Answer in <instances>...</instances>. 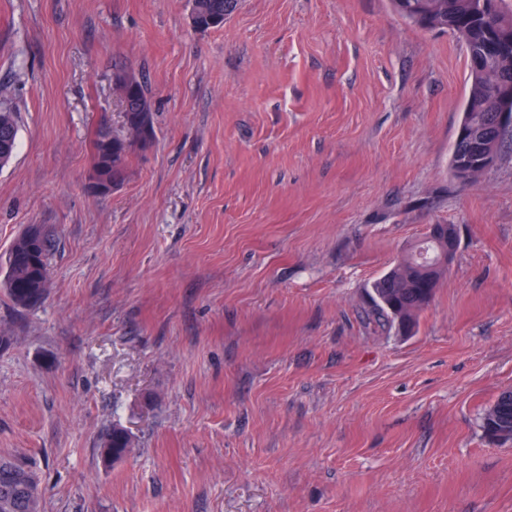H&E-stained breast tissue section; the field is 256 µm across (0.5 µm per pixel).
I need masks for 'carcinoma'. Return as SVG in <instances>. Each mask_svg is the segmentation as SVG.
<instances>
[{"label": "carcinoma", "instance_id": "cac0c4a2", "mask_svg": "<svg viewBox=\"0 0 512 512\" xmlns=\"http://www.w3.org/2000/svg\"><path fill=\"white\" fill-rule=\"evenodd\" d=\"M396 12L428 30H444L456 34L465 45L468 56V90L462 114L469 120L484 115L480 98L495 89L512 84V72L501 75L500 83L484 82L481 67L487 59L506 49L512 53V11L504 0H493L494 8L485 11L479 0H391ZM237 6V0H194L195 29L208 31L224 25V17ZM127 135L102 133L93 146L91 181L119 184L133 148L142 141H152L155 135L152 103L145 81L135 79L133 98L129 100ZM18 117L12 102L0 98V143L8 145L6 161H11L17 149ZM435 243L421 244L394 262L390 270L374 281L372 288L379 295L375 301L378 318L394 324L395 307L416 323L421 311L431 302L435 288L445 276L424 263L427 256L437 255ZM49 233L38 227L33 238L20 234L8 254L10 280L0 286L13 304L22 309L37 307L47 295L49 269L47 256ZM494 425L503 432L512 431V390L501 392L482 416V429ZM133 449L131 436L114 427L107 433L103 450L107 460L118 459ZM39 483L36 473L26 467L0 459V512H38Z\"/></svg>", "mask_w": 512, "mask_h": 512}]
</instances>
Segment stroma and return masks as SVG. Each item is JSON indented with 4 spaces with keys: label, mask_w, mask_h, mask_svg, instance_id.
Returning a JSON list of instances; mask_svg holds the SVG:
<instances>
[{
    "label": "stroma",
    "mask_w": 512,
    "mask_h": 512,
    "mask_svg": "<svg viewBox=\"0 0 512 512\" xmlns=\"http://www.w3.org/2000/svg\"><path fill=\"white\" fill-rule=\"evenodd\" d=\"M0 0V277L52 236L35 309L0 289V457L38 512H512V143L448 172L463 43L389 0ZM155 138L110 194L92 143L122 132L118 68ZM432 224L457 254L408 332L372 284ZM135 452L105 460L112 426ZM237 6V0H194V28L208 31L224 25V17ZM18 117L12 102L5 96L1 95L0 98V143L8 145V154L5 157L6 161L0 167L8 164L17 149L18 139ZM492 424L502 432L511 434L512 431V390L501 392L494 400L492 406L482 416V429L486 437V430Z\"/></svg>",
    "instance_id": "35a3bbf8"
}]
</instances>
